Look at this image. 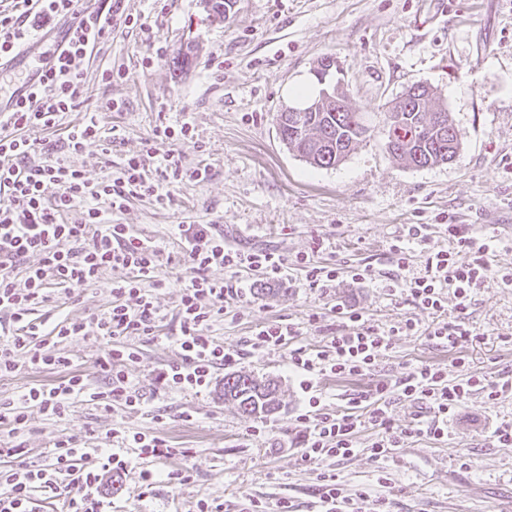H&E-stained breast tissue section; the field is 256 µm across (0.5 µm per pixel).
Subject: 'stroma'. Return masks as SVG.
<instances>
[{"instance_id":"1","label":"stroma","mask_w":512,"mask_h":512,"mask_svg":"<svg viewBox=\"0 0 512 512\" xmlns=\"http://www.w3.org/2000/svg\"><path fill=\"white\" fill-rule=\"evenodd\" d=\"M124 8L140 27H113L109 41L83 63L78 111L64 114L61 129L35 130L32 138L61 141L65 126L97 113L104 129L116 131L111 155L94 142L69 158L97 182L138 151L155 126L186 119L194 136L173 147L184 169L205 165L209 174L179 184L167 208L134 198L116 217L167 258L160 270L166 286L154 294L160 335L128 339L140 352L127 368L141 396L138 408L103 412L78 402L60 419L30 408L23 429L0 437V444L17 449L0 455V472L42 464L54 444L69 439L88 448L113 447L112 431L120 428L154 432L177 453L152 459L129 449L128 470L107 493L104 512H196L201 500L223 504L224 512H248L253 498L272 506L288 501L293 512H321L323 473L337 475L349 493L387 502L390 512H512V447L491 440L498 422H512V392L492 403L473 395L449 421L447 440L414 437L399 449L398 464L366 452L314 464L301 459L298 417L309 396L339 414L373 379L405 377L423 362L446 367L456 378L447 347L419 334L396 337L373 376L359 379H306L288 366L291 349L318 347L341 330L333 311L339 302L383 328L404 317L428 325L426 313L391 295L385 284L419 275L431 251L448 248L445 225L493 237V265L512 270V0H233L223 19L208 15L202 0H125ZM189 46L191 64L174 70L173 58ZM326 56L340 65L357 112L384 111L412 83L430 85L437 107L446 109L462 135L459 159L404 166L387 152L380 128L333 168L314 167L288 150L276 122L287 107L283 89L312 75ZM104 68L118 70L112 83L101 81ZM111 100L119 110H106ZM179 224H211L229 247L290 258L319 240L318 261L358 265L370 277L325 294L309 288L296 269L276 283L244 274L246 300L210 329L234 352V363L215 369L209 391L168 393L160 374L179 359L172 338L180 329L186 277L175 235ZM413 224L428 225L425 240L409 239ZM404 238L412 257L402 271L390 247ZM111 303L104 279L67 296L53 294L32 313L51 324L87 320L85 335L62 348L93 388L100 383L93 362L106 347L94 319ZM314 312L320 320L307 325ZM278 319L297 324L298 336L281 348H253L252 329ZM466 321L484 334L466 349L470 371L497 381L512 378V288L492 284L474 291ZM230 370L278 381L280 411L261 422L224 401L222 382ZM187 413L192 421H184ZM260 422L267 435L252 438ZM144 469L155 475L149 491L139 478Z\"/></svg>"}]
</instances>
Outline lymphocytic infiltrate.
Listing matches in <instances>:
<instances>
[{
	"instance_id": "f902f5d3",
	"label": "lymphocytic infiltrate",
	"mask_w": 512,
	"mask_h": 512,
	"mask_svg": "<svg viewBox=\"0 0 512 512\" xmlns=\"http://www.w3.org/2000/svg\"><path fill=\"white\" fill-rule=\"evenodd\" d=\"M123 2L99 0L83 5L79 0H0L1 58L10 57L31 33L43 30L45 21L72 13L79 16L69 39L42 63L23 97L14 100L11 110L0 117V310L10 311L13 319L11 343L0 346V377L25 369H49L59 375L56 384L29 387L20 401H1V425L24 427L31 404L56 418L66 415L78 398L107 412L117 404L139 405L141 396L126 371L127 365L136 362L138 351L126 339L156 333L158 311L152 291L164 285L159 274L160 252L141 239L132 225L115 223L112 216L135 196L169 205L178 184L202 181L208 175L204 167L184 169L179 154L170 148L171 142L188 138L191 125L187 122L177 129L156 126L139 152L127 156L115 175L96 183L67 160L88 143L102 141L96 114L87 113L82 122L68 127L62 156L56 155L51 143L27 136L31 130L54 129L65 113L77 110L85 80L82 61L111 37L113 23L133 24ZM77 208L82 211L80 221L67 222V214ZM445 230L448 249L429 253L423 274L392 281L390 287L431 316L429 339L459 349L481 339L480 332L464 321L474 290L492 283L512 288V272L493 267L487 239L470 235L457 224L446 225ZM177 231L188 276L180 302L181 334L175 339L180 359L161 375L164 388L171 392L208 391L216 366L234 363V353L206 330L223 315L226 305L242 300L241 273L255 272L276 282L294 265L303 272L308 287L324 292L333 290L340 278L359 284L368 276L365 269L323 264L306 252L288 258L275 251L231 248L208 224H181ZM30 257L35 260L31 266L26 263ZM20 266L25 269V280L19 285L14 272ZM214 267L223 268L224 279L209 277ZM114 269L121 275L109 283L112 304L96 321L99 336L108 339L109 345L96 359L104 386L94 391L61 349L68 339L84 335L85 321L65 319L47 329L31 320L29 313L33 305L50 301L52 289L87 288ZM451 309L456 318H448ZM336 316L347 323V332L329 337L316 349H292L290 363L295 369L362 378L370 375L394 337L419 331L417 320L411 317L379 329L362 312L342 303L336 306ZM20 350L26 353L22 363L16 358ZM455 365L460 373L453 379L439 365L422 363L403 379L376 381L352 408L340 414L323 411L319 398L310 397L308 412L299 417L306 430L302 460L354 455L362 448L357 436L368 426L376 429L377 436L364 448L377 460L422 432L442 440L448 435L449 420L471 395L480 393L495 401L512 387L468 371L465 356H457ZM396 399L429 409L432 420L425 431L395 426L392 402ZM49 457V464L6 473L0 512H33L34 489L57 491L63 474L88 490L81 499L70 501L68 512H101L100 488L106 476L128 467L118 452L109 453L102 464L87 463L85 450L72 440L56 443Z\"/></svg>"
}]
</instances>
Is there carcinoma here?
<instances>
[{"label": "carcinoma", "instance_id": "cac0c4a2", "mask_svg": "<svg viewBox=\"0 0 512 512\" xmlns=\"http://www.w3.org/2000/svg\"><path fill=\"white\" fill-rule=\"evenodd\" d=\"M432 100L422 91L407 99L400 96L383 112L386 149L408 167H432L460 156V131L448 112L433 111ZM277 124L287 149L319 168L339 165L376 128L370 113L349 108L345 93L341 103L324 104L318 112H282ZM223 396L250 417L272 415L281 408L278 383L249 374H224Z\"/></svg>", "mask_w": 512, "mask_h": 512}]
</instances>
